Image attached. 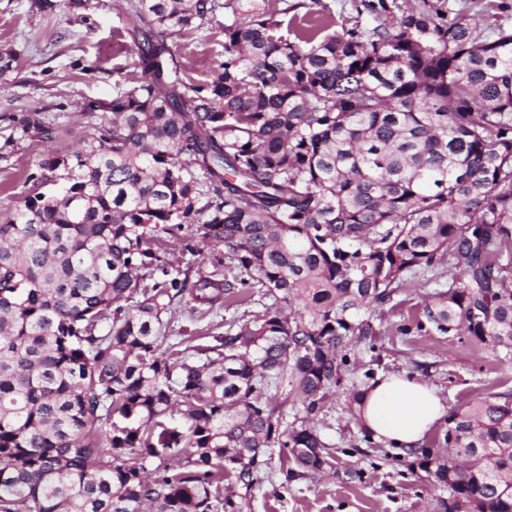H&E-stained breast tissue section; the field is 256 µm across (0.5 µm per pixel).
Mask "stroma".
<instances>
[{
	"instance_id": "1",
	"label": "stroma",
	"mask_w": 512,
	"mask_h": 512,
	"mask_svg": "<svg viewBox=\"0 0 512 512\" xmlns=\"http://www.w3.org/2000/svg\"><path fill=\"white\" fill-rule=\"evenodd\" d=\"M225 2L203 30L175 40L192 82L211 80L224 56L225 24L244 17L238 0ZM249 2L256 12L277 9L289 19L313 21L328 11L349 27L374 23L372 14L361 12V0ZM463 6L486 35L512 28V0H448L449 10ZM137 24L130 0H85L81 8L59 0L51 13L38 12L33 0H0V47L17 55L15 69L0 78V217L19 205L28 175L48 154L73 151L103 125L104 113L87 106L111 101L118 80L133 70L137 47L130 32ZM35 119L51 130V140L29 129ZM197 242L195 229H184L170 260L190 265L194 278L237 276L223 247L209 245L195 255L186 251V244ZM448 277L447 265L440 264L408 278L393 301L373 315L374 341L351 346L340 385L315 413L331 451L326 472L287 475L279 457H272L244 496L241 512H438L446 492L419 469V452L365 441L349 403L373 373L420 376L437 387L449 411L479 397L512 393V362L501 360L491 346L465 335L416 331L426 302L447 289Z\"/></svg>"
}]
</instances>
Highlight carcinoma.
I'll return each instance as SVG.
<instances>
[{"label": "carcinoma", "instance_id": "cac0c4a2", "mask_svg": "<svg viewBox=\"0 0 512 512\" xmlns=\"http://www.w3.org/2000/svg\"><path fill=\"white\" fill-rule=\"evenodd\" d=\"M422 3L292 40L276 11L235 19L203 84L172 46L219 0L131 5L135 70L87 106L112 118L45 159L0 224V512H240L270 449L321 470L327 445L281 429L271 387L314 413L352 339L378 335L360 314L445 261L416 330L512 359V29L488 40ZM185 224L239 275L166 260ZM257 284L262 312L169 342L173 304L206 314ZM447 424L446 455L419 463L441 512H512V394Z\"/></svg>", "mask_w": 512, "mask_h": 512}]
</instances>
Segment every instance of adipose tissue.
Here are the masks:
<instances>
[{"label":"adipose tissue","instance_id":"adipose-tissue-1","mask_svg":"<svg viewBox=\"0 0 512 512\" xmlns=\"http://www.w3.org/2000/svg\"><path fill=\"white\" fill-rule=\"evenodd\" d=\"M360 421L374 437L415 448L440 421L444 407L434 386L408 375H381L366 389Z\"/></svg>","mask_w":512,"mask_h":512}]
</instances>
